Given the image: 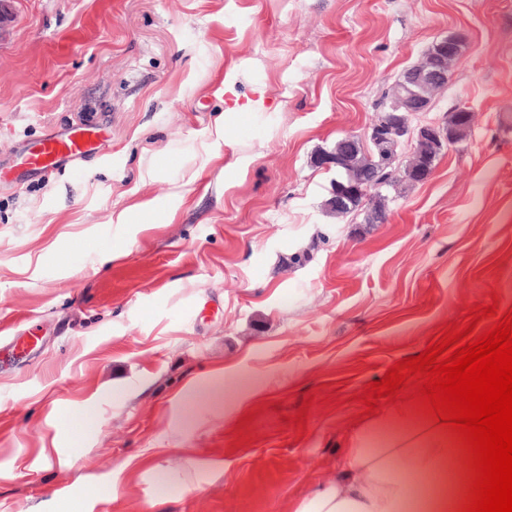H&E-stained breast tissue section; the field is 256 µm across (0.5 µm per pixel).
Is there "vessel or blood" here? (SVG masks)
I'll return each mask as SVG.
<instances>
[{
    "instance_id": "vessel-or-blood-1",
    "label": "vessel or blood",
    "mask_w": 512,
    "mask_h": 512,
    "mask_svg": "<svg viewBox=\"0 0 512 512\" xmlns=\"http://www.w3.org/2000/svg\"><path fill=\"white\" fill-rule=\"evenodd\" d=\"M97 136L96 126L83 125L39 139L25 160L29 173L47 176L76 166L89 157Z\"/></svg>"
}]
</instances>
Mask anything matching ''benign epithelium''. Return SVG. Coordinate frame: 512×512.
<instances>
[{
	"mask_svg": "<svg viewBox=\"0 0 512 512\" xmlns=\"http://www.w3.org/2000/svg\"><path fill=\"white\" fill-rule=\"evenodd\" d=\"M464 38L451 34L434 40L423 53L420 61L407 68L394 86L392 102L386 118L372 125L364 140L376 148L378 164L394 161L413 171L419 167L428 179L433 169L427 167V158L421 157L418 144L426 143L437 152L454 144L469 130L473 114L467 108L451 113L445 123L412 125L421 112L429 110L435 94L447 84L448 70L465 52ZM355 134H347L336 144L316 153L313 164L318 168L334 169L345 175V181L333 190L336 211L347 207V201L355 196L363 197L370 189L377 188L374 169H357L352 159V146L363 140ZM411 146L408 155H402L405 146Z\"/></svg>",
	"mask_w": 512,
	"mask_h": 512,
	"instance_id": "7a95c632",
	"label": "benign epithelium"
}]
</instances>
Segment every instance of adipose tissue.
I'll use <instances>...</instances> for the list:
<instances>
[{
  "instance_id": "adipose-tissue-1",
  "label": "adipose tissue",
  "mask_w": 512,
  "mask_h": 512,
  "mask_svg": "<svg viewBox=\"0 0 512 512\" xmlns=\"http://www.w3.org/2000/svg\"><path fill=\"white\" fill-rule=\"evenodd\" d=\"M339 445L334 479L313 484L296 512H465L468 453L415 401L361 417Z\"/></svg>"
}]
</instances>
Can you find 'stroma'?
Returning <instances> with one entry per match:
<instances>
[{"instance_id": "35a3bbf8", "label": "stroma", "mask_w": 512, "mask_h": 512, "mask_svg": "<svg viewBox=\"0 0 512 512\" xmlns=\"http://www.w3.org/2000/svg\"><path fill=\"white\" fill-rule=\"evenodd\" d=\"M0 31V512H293L356 395L512 312V0H13ZM467 138L383 224L312 158L436 38ZM88 120L48 178L14 157ZM305 423L293 424L303 400ZM110 484V497L98 494Z\"/></svg>"}]
</instances>
